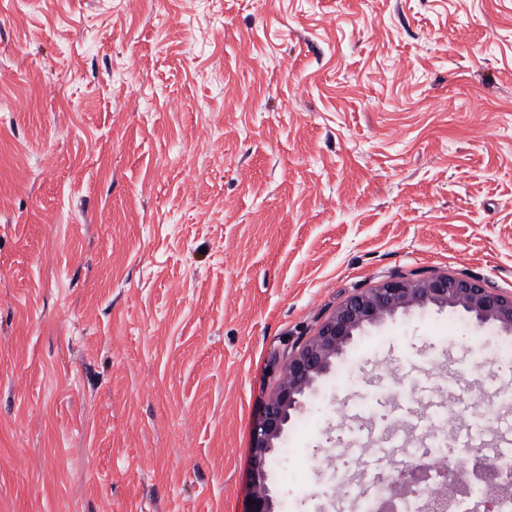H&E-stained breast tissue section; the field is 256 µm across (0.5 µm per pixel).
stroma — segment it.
Returning a JSON list of instances; mask_svg holds the SVG:
<instances>
[{
  "label": "stroma",
  "instance_id": "obj_1",
  "mask_svg": "<svg viewBox=\"0 0 512 512\" xmlns=\"http://www.w3.org/2000/svg\"><path fill=\"white\" fill-rule=\"evenodd\" d=\"M512 290V0H0V512H246L251 430L349 295ZM512 332L367 327L266 466L336 512L341 440H445Z\"/></svg>",
  "mask_w": 512,
  "mask_h": 512
}]
</instances>
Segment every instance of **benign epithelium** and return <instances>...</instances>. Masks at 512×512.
<instances>
[{
  "label": "benign epithelium",
  "mask_w": 512,
  "mask_h": 512,
  "mask_svg": "<svg viewBox=\"0 0 512 512\" xmlns=\"http://www.w3.org/2000/svg\"><path fill=\"white\" fill-rule=\"evenodd\" d=\"M440 308H462L480 324H497L512 330V291L496 288L471 277L438 272L414 279L392 277L373 288L348 296L316 329L306 343L288 356L286 374L269 398L261 418L252 429L254 479L248 512H274L265 483L267 457L275 450L291 412L300 408V397L318 378L327 374L336 358L344 353L354 336L368 325H374L398 311L408 312L428 305ZM421 469L413 461L399 472L395 483L421 503V512H492L490 501L466 495L449 503L427 499ZM442 484L452 481L469 485L478 472L466 473L460 468H444L437 472Z\"/></svg>",
  "instance_id": "1"
}]
</instances>
